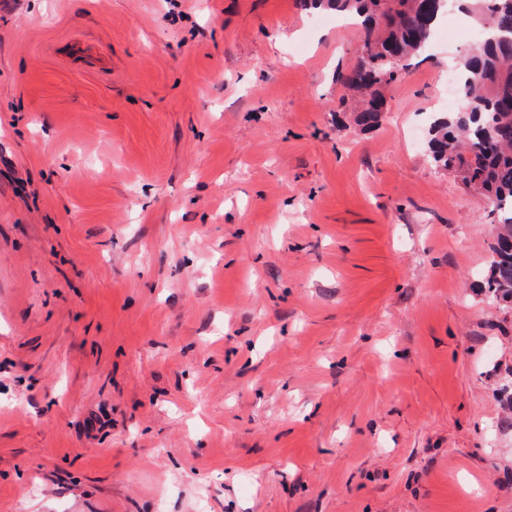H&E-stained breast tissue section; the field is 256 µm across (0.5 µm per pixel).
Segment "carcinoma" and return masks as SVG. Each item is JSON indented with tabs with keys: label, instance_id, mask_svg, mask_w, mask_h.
<instances>
[{
	"label": "carcinoma",
	"instance_id": "1",
	"mask_svg": "<svg viewBox=\"0 0 512 512\" xmlns=\"http://www.w3.org/2000/svg\"><path fill=\"white\" fill-rule=\"evenodd\" d=\"M357 19L363 57L337 73L336 82L361 97L354 121L363 131L381 122L384 89L406 62L424 55L457 0H303ZM487 34L462 57L460 107L432 117L428 156L484 196L497 212V235L484 288L496 302L512 304V0H472L463 6Z\"/></svg>",
	"mask_w": 512,
	"mask_h": 512
}]
</instances>
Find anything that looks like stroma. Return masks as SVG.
Instances as JSON below:
<instances>
[{"label":"stroma","mask_w":512,"mask_h":512,"mask_svg":"<svg viewBox=\"0 0 512 512\" xmlns=\"http://www.w3.org/2000/svg\"><path fill=\"white\" fill-rule=\"evenodd\" d=\"M467 51L363 132L335 12L0 0V512H512L497 216L426 154Z\"/></svg>","instance_id":"1"}]
</instances>
